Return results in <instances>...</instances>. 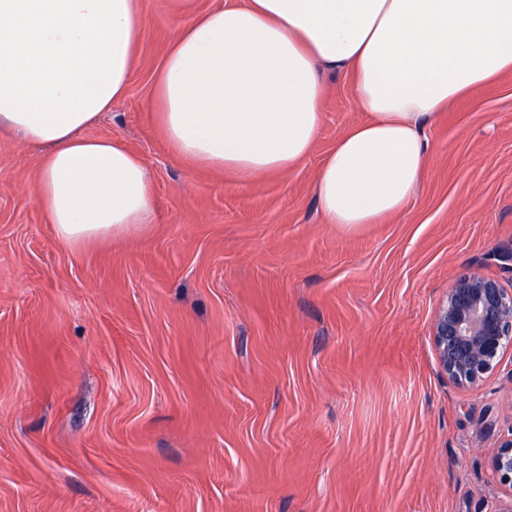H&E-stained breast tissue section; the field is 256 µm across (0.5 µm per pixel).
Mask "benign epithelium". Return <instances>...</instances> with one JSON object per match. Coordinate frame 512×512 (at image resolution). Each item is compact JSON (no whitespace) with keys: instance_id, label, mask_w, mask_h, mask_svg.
Returning <instances> with one entry per match:
<instances>
[{"instance_id":"obj_1","label":"benign epithelium","mask_w":512,"mask_h":512,"mask_svg":"<svg viewBox=\"0 0 512 512\" xmlns=\"http://www.w3.org/2000/svg\"><path fill=\"white\" fill-rule=\"evenodd\" d=\"M433 341L451 381L461 387L479 384L512 348V293L478 272L457 277L435 315ZM493 469L512 491V437L500 444Z\"/></svg>"}]
</instances>
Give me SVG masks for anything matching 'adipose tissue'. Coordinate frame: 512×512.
<instances>
[{
  "label": "adipose tissue",
  "mask_w": 512,
  "mask_h": 512,
  "mask_svg": "<svg viewBox=\"0 0 512 512\" xmlns=\"http://www.w3.org/2000/svg\"><path fill=\"white\" fill-rule=\"evenodd\" d=\"M146 30L144 0H0V126L43 147L34 192L65 245L155 220L142 160L85 134L124 98ZM327 70L365 117L314 193L352 231L407 208L438 112L512 73V0H218L166 53L154 110L179 156L250 180L310 153Z\"/></svg>",
  "instance_id": "ef3b65f1"
}]
</instances>
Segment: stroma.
<instances>
[{"label":"stroma","mask_w":512,"mask_h":512,"mask_svg":"<svg viewBox=\"0 0 512 512\" xmlns=\"http://www.w3.org/2000/svg\"><path fill=\"white\" fill-rule=\"evenodd\" d=\"M215 0H145L125 98L85 134L147 166L156 220L80 249L0 132V512H512V350L479 384L434 347L452 281L512 291V74L453 101L403 213L326 223L317 170L363 118L327 76L292 169L177 156L152 108L169 45ZM493 459V469L499 483L512 492V437L503 441Z\"/></svg>","instance_id":"35a3bbf8"}]
</instances>
